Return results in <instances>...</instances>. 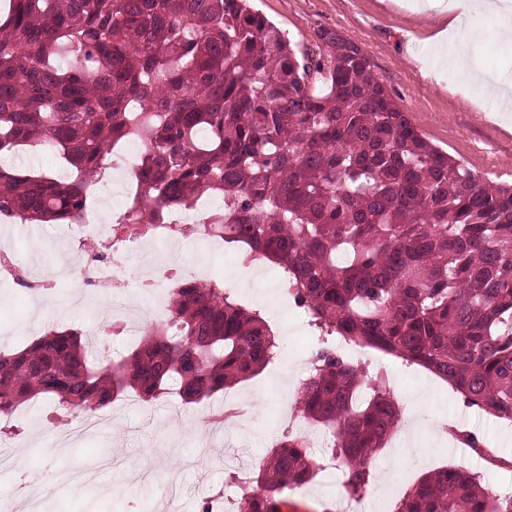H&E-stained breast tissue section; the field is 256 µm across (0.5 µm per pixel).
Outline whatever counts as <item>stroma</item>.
<instances>
[{"label": "stroma", "mask_w": 512, "mask_h": 512, "mask_svg": "<svg viewBox=\"0 0 512 512\" xmlns=\"http://www.w3.org/2000/svg\"><path fill=\"white\" fill-rule=\"evenodd\" d=\"M253 6L303 52H319L317 34L324 28L358 43L376 78L422 135L483 181L512 184V97L485 99L469 70L451 69L437 59L432 42L440 22L436 10L417 12L412 0H253ZM499 33L497 16L484 13L456 38L467 44L480 67L512 75V43L499 41ZM1 239L21 267L20 279H0L1 351L23 349L51 328L87 333L111 322V296L85 284L83 276L54 289L42 287L49 270L87 256L89 242L80 225L0 223ZM152 252L181 279L235 282L233 250L206 231L161 241ZM380 365L398 404L413 402L416 412L374 457L371 488L354 502L353 512H394L420 477L446 466L512 490V468L477 462L451 431L463 425L512 461V424L465 406L449 384L427 370L405 368L387 355ZM300 383L298 372L287 375L271 366L232 387V394L248 401L237 432L212 428L209 422L210 414L224 406L220 394L185 404L175 396L146 403L130 392L97 410V430L84 435L71 433L53 401H28L8 433H0V453L10 457L0 468V512H21L15 487L22 470L34 471L51 489L38 504L40 512H165L164 486L170 481L176 484L180 512H198L199 501L218 490L225 499H235L240 489L227 482L228 471H242L247 456L266 455L280 433L270 413L278 389L291 385L294 403ZM341 481V472L329 469L287 498L314 512L324 507L336 512L343 498Z\"/></svg>", "instance_id": "stroma-1"}]
</instances>
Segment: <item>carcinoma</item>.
<instances>
[{"label":"carcinoma","instance_id":"carcinoma-1","mask_svg":"<svg viewBox=\"0 0 512 512\" xmlns=\"http://www.w3.org/2000/svg\"><path fill=\"white\" fill-rule=\"evenodd\" d=\"M301 54L250 0H9L0 21V157L48 148L68 169L0 163V214L82 224L88 176L136 141L137 192L119 235L168 223L203 197L239 262H265L322 342L298 393L328 429L342 493L368 491L371 461L400 424L384 375L339 338L420 366L485 415L512 422V185L490 187L439 150L374 76L354 41ZM318 73L327 92L309 91ZM281 344L222 283L171 292L166 319L119 361L75 329L0 352V415L36 396L96 411L134 392L185 404L259 375ZM283 432L231 512H280L317 474ZM395 512H512V493L469 472L425 474Z\"/></svg>","mask_w":512,"mask_h":512}]
</instances>
